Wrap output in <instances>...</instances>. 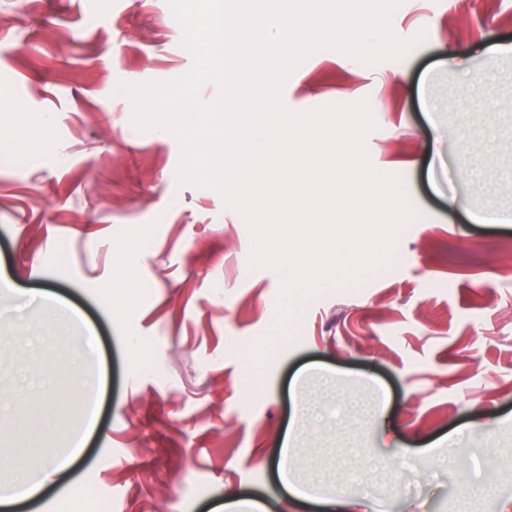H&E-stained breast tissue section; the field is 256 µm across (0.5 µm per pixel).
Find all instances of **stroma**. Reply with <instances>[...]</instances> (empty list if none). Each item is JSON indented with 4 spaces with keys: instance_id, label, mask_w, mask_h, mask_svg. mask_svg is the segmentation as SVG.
<instances>
[{
    "instance_id": "35a3bbf8",
    "label": "stroma",
    "mask_w": 512,
    "mask_h": 512,
    "mask_svg": "<svg viewBox=\"0 0 512 512\" xmlns=\"http://www.w3.org/2000/svg\"><path fill=\"white\" fill-rule=\"evenodd\" d=\"M392 28L426 41L373 67L318 51L282 98L294 111L368 99L370 160L403 176L418 216L389 267L308 299L275 335L281 272L241 265L243 219L215 189L178 185L177 139L136 131L114 93L191 69L167 0H0V141L27 142L0 151V393L14 395L0 448L61 447L35 416L87 437L13 512H213L240 495L322 512L276 486L292 427L298 481L363 512L512 498V270L483 260H512V222L474 220L512 214V54H490L512 44V0H403ZM122 265L142 286L131 306L112 301ZM76 368L90 427L51 392Z\"/></svg>"
}]
</instances>
